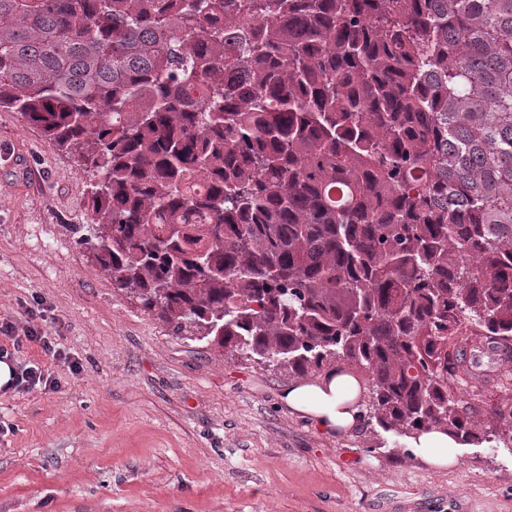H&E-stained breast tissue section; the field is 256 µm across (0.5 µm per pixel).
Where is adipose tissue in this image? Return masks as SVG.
I'll list each match as a JSON object with an SVG mask.
<instances>
[{
    "label": "adipose tissue",
    "instance_id": "adipose-tissue-1",
    "mask_svg": "<svg viewBox=\"0 0 512 512\" xmlns=\"http://www.w3.org/2000/svg\"><path fill=\"white\" fill-rule=\"evenodd\" d=\"M357 374L337 372L329 368L316 383L304 381L288 386L281 402L293 412L314 419L325 431L348 432L356 428L361 419L362 391ZM458 442L444 431L420 430L405 441V450L416 459L438 468L454 464L452 453Z\"/></svg>",
    "mask_w": 512,
    "mask_h": 512
}]
</instances>
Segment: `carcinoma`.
I'll return each instance as SVG.
<instances>
[{
    "instance_id": "1",
    "label": "carcinoma",
    "mask_w": 512,
    "mask_h": 512,
    "mask_svg": "<svg viewBox=\"0 0 512 512\" xmlns=\"http://www.w3.org/2000/svg\"><path fill=\"white\" fill-rule=\"evenodd\" d=\"M0 108L90 174L80 242L181 333L476 432L512 353V0H0ZM512 403V392H504L499 389H492L485 397V403H481L475 410L471 411L470 416L477 429L485 428L489 418V409L494 405L506 406Z\"/></svg>"
}]
</instances>
